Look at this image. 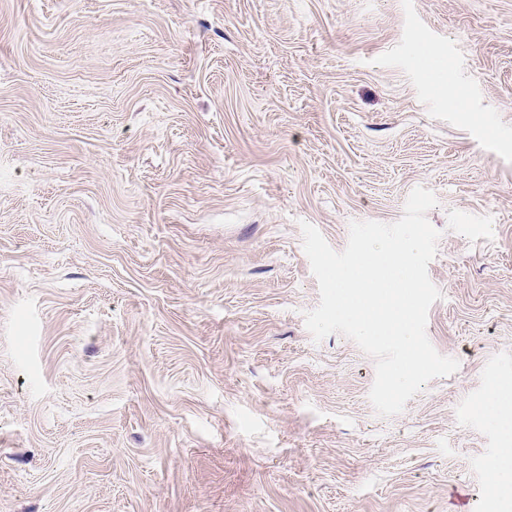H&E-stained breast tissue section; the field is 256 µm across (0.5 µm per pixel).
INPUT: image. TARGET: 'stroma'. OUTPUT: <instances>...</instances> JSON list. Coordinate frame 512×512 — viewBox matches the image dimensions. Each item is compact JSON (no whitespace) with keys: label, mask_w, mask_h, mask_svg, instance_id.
<instances>
[{"label":"stroma","mask_w":512,"mask_h":512,"mask_svg":"<svg viewBox=\"0 0 512 512\" xmlns=\"http://www.w3.org/2000/svg\"><path fill=\"white\" fill-rule=\"evenodd\" d=\"M418 186L459 368L383 417L300 225ZM509 379L512 0H0V512H499ZM483 407L495 415L504 431L503 444L499 448L498 459L492 469L491 483L496 487V491L510 487L512 495V380L497 385Z\"/></svg>","instance_id":"35a3bbf8"}]
</instances>
